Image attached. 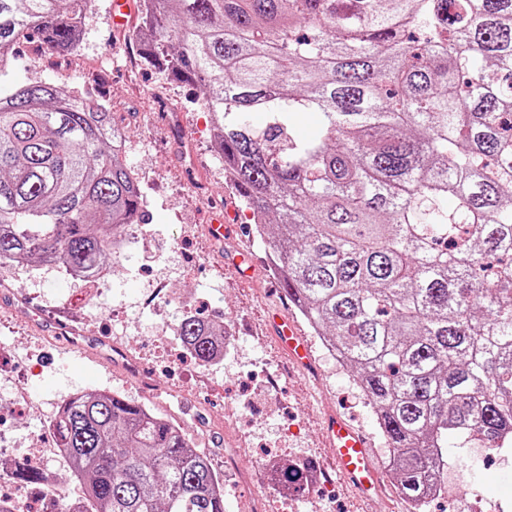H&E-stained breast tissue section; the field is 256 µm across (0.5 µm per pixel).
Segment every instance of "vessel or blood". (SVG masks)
I'll use <instances>...</instances> for the list:
<instances>
[{"mask_svg": "<svg viewBox=\"0 0 512 512\" xmlns=\"http://www.w3.org/2000/svg\"><path fill=\"white\" fill-rule=\"evenodd\" d=\"M271 332L298 369H309L310 344L290 317L282 315L273 319ZM327 433L334 449L332 468L336 474L365 497L378 494L383 477L374 463L365 434L337 415L328 419Z\"/></svg>", "mask_w": 512, "mask_h": 512, "instance_id": "b4317fda", "label": "vessel or blood"}]
</instances>
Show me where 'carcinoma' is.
I'll list each match as a JSON object with an SVG mask.
<instances>
[{
  "mask_svg": "<svg viewBox=\"0 0 512 512\" xmlns=\"http://www.w3.org/2000/svg\"><path fill=\"white\" fill-rule=\"evenodd\" d=\"M89 2L0 0V57L30 31L75 52ZM388 4L139 0L134 37L146 64L202 88L285 296L354 371L424 512L448 438L512 444V0ZM306 112L319 120L299 138ZM116 126L58 85L0 93V262L121 258L112 242L145 214ZM223 334L190 313L177 326L203 365ZM50 430L91 512H224L208 458L137 401L77 394ZM13 476L58 491L25 462ZM303 479L281 465L283 487Z\"/></svg>",
  "mask_w": 512,
  "mask_h": 512,
  "instance_id": "1",
  "label": "carcinoma"
}]
</instances>
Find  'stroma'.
<instances>
[{
	"label": "stroma",
	"mask_w": 512,
	"mask_h": 512,
	"mask_svg": "<svg viewBox=\"0 0 512 512\" xmlns=\"http://www.w3.org/2000/svg\"><path fill=\"white\" fill-rule=\"evenodd\" d=\"M38 42L35 34L19 41L0 68V88L43 81L102 100L125 128L126 159L140 180L148 221L145 236L108 263V277L97 284L50 265L0 266V436L10 454L28 458L69 497L82 496L48 427L73 394L118 393L185 432L224 481V512H253L258 502L264 512H408L393 475L366 505L328 474L327 415L363 430L378 465L389 449L348 366L319 346L307 374L290 373L268 327L284 293L215 151L212 117L197 109L200 88L158 68L129 65L136 42L113 28L112 0H93L77 55L47 63L32 52ZM228 208L237 228L211 241V215ZM246 245L255 268L242 281L226 258ZM187 311L223 322L225 359L201 365L190 356L177 336ZM58 320L69 332L40 336L38 324ZM79 335L106 339L122 363L109 367L82 356ZM447 457L448 487L427 512H459L469 502L512 512V447L452 439ZM283 462L307 465L318 496L284 495L270 476L271 466ZM468 466L472 479L458 482Z\"/></svg>",
	"instance_id": "stroma-1"
}]
</instances>
